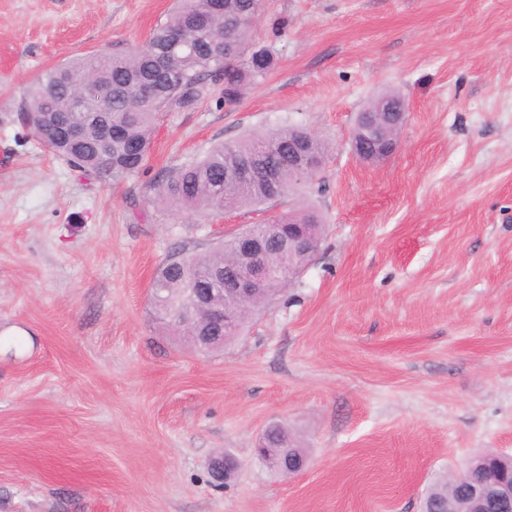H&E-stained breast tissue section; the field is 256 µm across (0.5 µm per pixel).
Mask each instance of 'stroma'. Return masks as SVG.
<instances>
[{
    "label": "stroma",
    "mask_w": 512,
    "mask_h": 512,
    "mask_svg": "<svg viewBox=\"0 0 512 512\" xmlns=\"http://www.w3.org/2000/svg\"><path fill=\"white\" fill-rule=\"evenodd\" d=\"M174 5L0 0V512H421L437 477L512 454V0H266L264 79L164 115L143 173L85 178L32 136L26 88L142 47ZM387 91L399 146L366 164L355 117ZM296 126L330 145L314 182L194 221L155 202L161 171ZM310 208L318 256L241 336L201 356L164 334L175 247ZM273 422L310 450L290 480L254 459Z\"/></svg>",
    "instance_id": "stroma-1"
}]
</instances>
